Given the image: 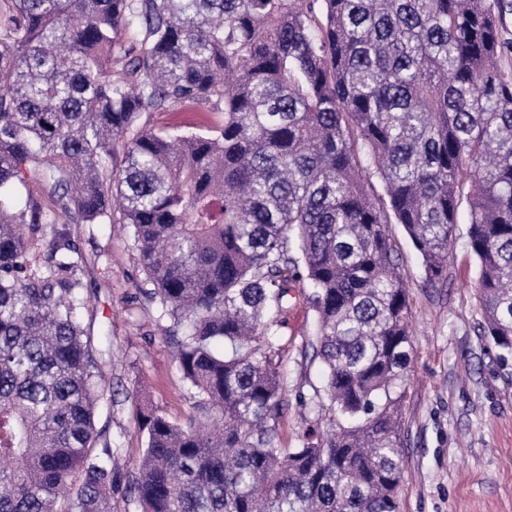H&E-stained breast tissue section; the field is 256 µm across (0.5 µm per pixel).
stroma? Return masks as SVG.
<instances>
[{"mask_svg": "<svg viewBox=\"0 0 512 512\" xmlns=\"http://www.w3.org/2000/svg\"><path fill=\"white\" fill-rule=\"evenodd\" d=\"M390 230L404 258L413 340L400 401V512H512V360L500 362L479 334V267L466 249L468 224H457L448 277L436 288L427 285L401 225ZM57 231L84 258L77 272L87 299L83 323L93 335L106 333L112 341L96 426L133 467L145 447L135 392L146 390L154 406L174 420L191 407L175 346L162 331L155 303L139 290L144 275L126 226L45 225L32 240L34 269L47 266V242ZM315 331L304 290L292 289L271 351L287 387L288 407L279 426L283 448L297 447L306 431L329 428L327 416L301 405L321 384L320 362L311 348Z\"/></svg>", "mask_w": 512, "mask_h": 512, "instance_id": "stroma-1", "label": "stroma"}]
</instances>
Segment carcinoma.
Listing matches in <instances>:
<instances>
[{
	"label": "carcinoma",
	"mask_w": 512,
	"mask_h": 512,
	"mask_svg": "<svg viewBox=\"0 0 512 512\" xmlns=\"http://www.w3.org/2000/svg\"><path fill=\"white\" fill-rule=\"evenodd\" d=\"M512 0H0V512H399L410 363L399 224L447 279L462 202L481 336L512 358ZM176 104L223 115L147 128ZM383 192L376 190L375 183ZM126 224L191 411L144 404L133 470L95 416L65 235ZM308 290L332 430L278 445L255 341Z\"/></svg>",
	"instance_id": "obj_1"
}]
</instances>
